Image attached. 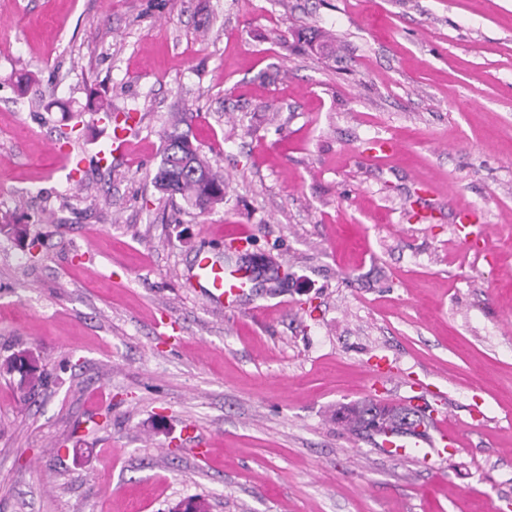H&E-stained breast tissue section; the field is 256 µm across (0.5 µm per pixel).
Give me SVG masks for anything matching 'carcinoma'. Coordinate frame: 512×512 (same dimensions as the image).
I'll return each instance as SVG.
<instances>
[{
	"mask_svg": "<svg viewBox=\"0 0 512 512\" xmlns=\"http://www.w3.org/2000/svg\"><path fill=\"white\" fill-rule=\"evenodd\" d=\"M98 111L116 129L126 128L131 119L130 113H114L104 105ZM154 181L162 192L171 196L179 194L202 211L224 199V177L214 172L202 159L199 147L186 132L180 130L177 123L165 132L161 161ZM22 357L27 359L28 365L18 366L16 360L12 359L7 364V371L21 373L24 382L33 387L42 381L43 372L33 355L26 352ZM409 412V408L364 402L342 407L336 416L355 431L383 435L401 431L415 434L425 424V416L420 414L408 421L406 416Z\"/></svg>",
	"mask_w": 512,
	"mask_h": 512,
	"instance_id": "obj_1",
	"label": "carcinoma"
}]
</instances>
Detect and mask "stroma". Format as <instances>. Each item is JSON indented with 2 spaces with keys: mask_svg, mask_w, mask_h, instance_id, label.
Returning a JSON list of instances; mask_svg holds the SVG:
<instances>
[{
  "mask_svg": "<svg viewBox=\"0 0 512 512\" xmlns=\"http://www.w3.org/2000/svg\"><path fill=\"white\" fill-rule=\"evenodd\" d=\"M178 116L204 210L153 182ZM1 216L42 243L0 233V362L45 381L0 373V512H512V0H0ZM241 224L290 278L225 312L188 270ZM368 400L463 441L386 455ZM19 356L27 359V366H25V362L22 359L21 365L17 367L16 360ZM13 370L21 373L22 376L25 377V379L22 380L31 387L39 384L43 378V372L40 370L38 360L28 352L17 354L13 357L12 360H10V362L7 364V371L12 372ZM413 412L411 408H397L379 406L373 402H364L357 405L346 406L336 412L337 419L347 423L355 431L373 432L376 434H416L417 430L425 424V416L416 409L418 417L406 421L407 413ZM414 413V412H413ZM415 414V413H414Z\"/></svg>",
  "mask_w": 512,
  "mask_h": 512,
  "instance_id": "1",
  "label": "stroma"
}]
</instances>
